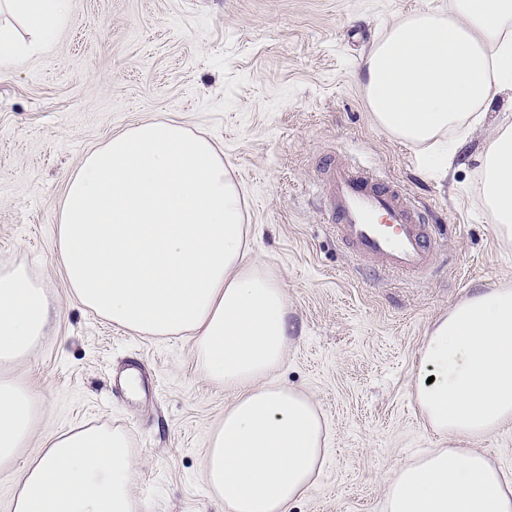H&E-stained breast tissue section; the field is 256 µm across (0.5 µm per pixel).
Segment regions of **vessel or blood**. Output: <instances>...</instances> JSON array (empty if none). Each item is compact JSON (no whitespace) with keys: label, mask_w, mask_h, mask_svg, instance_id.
<instances>
[{"label":"vessel or blood","mask_w":512,"mask_h":512,"mask_svg":"<svg viewBox=\"0 0 512 512\" xmlns=\"http://www.w3.org/2000/svg\"><path fill=\"white\" fill-rule=\"evenodd\" d=\"M320 188L329 224L337 237L364 260H376L391 272L430 270L437 238L425 212L399 185L370 168L323 156Z\"/></svg>","instance_id":"1"}]
</instances>
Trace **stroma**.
I'll use <instances>...</instances> for the list:
<instances>
[{"label": "stroma", "instance_id": "35a3bbf8", "mask_svg": "<svg viewBox=\"0 0 512 512\" xmlns=\"http://www.w3.org/2000/svg\"><path fill=\"white\" fill-rule=\"evenodd\" d=\"M448 3L70 0L51 47L0 63V264L27 263L56 309L48 336L4 370L37 404L25 448L0 470V512L46 440L79 426L126 433L141 512H224L200 466L233 393L206 380L188 337L141 336L80 303L56 248L67 176L145 120L223 149L251 254L286 292L295 331L271 379L318 405L329 448L292 512H382L388 468L440 447L411 396L414 361L430 323L475 288H512V244L482 206L475 160L512 97L497 96L441 177L374 124L354 73L396 20ZM329 153L398 182L446 225L427 276L382 277L351 257L318 210Z\"/></svg>", "mask_w": 512, "mask_h": 512}]
</instances>
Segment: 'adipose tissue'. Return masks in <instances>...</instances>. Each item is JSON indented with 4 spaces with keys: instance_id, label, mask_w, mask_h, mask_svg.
<instances>
[{
    "instance_id": "ef3b65f1",
    "label": "adipose tissue",
    "mask_w": 512,
    "mask_h": 512,
    "mask_svg": "<svg viewBox=\"0 0 512 512\" xmlns=\"http://www.w3.org/2000/svg\"><path fill=\"white\" fill-rule=\"evenodd\" d=\"M67 0H0L29 34L0 25V57L52 45ZM381 130L427 151L461 142L512 89V0H450L399 19L356 72ZM483 205L512 242V122L477 154ZM243 198L207 138L171 120L135 124L92 150L67 181L57 248L73 295L144 336H187L234 401L202 458L225 512H290L321 474L325 421L300 390L270 383L288 345L282 285L251 257ZM55 314L22 262L0 268V364L23 359ZM442 439L393 466L383 512H512V472L471 448L512 424V289L479 290L430 325L411 383ZM35 397L0 375V468L30 437ZM124 432L58 433L17 483L13 512H140Z\"/></svg>"
}]
</instances>
